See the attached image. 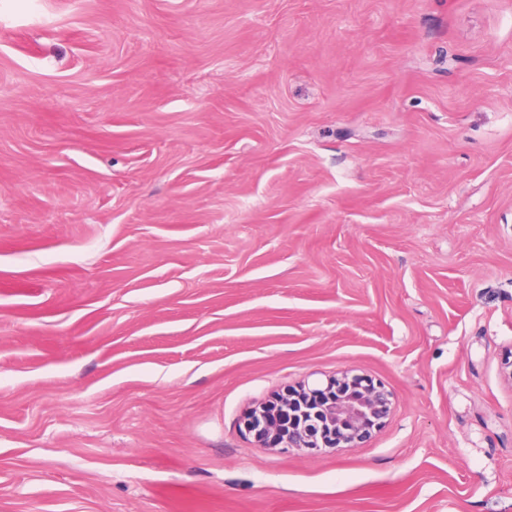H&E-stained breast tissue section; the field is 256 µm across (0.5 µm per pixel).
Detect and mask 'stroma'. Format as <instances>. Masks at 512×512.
<instances>
[{
	"instance_id": "35a3bbf8",
	"label": "stroma",
	"mask_w": 512,
	"mask_h": 512,
	"mask_svg": "<svg viewBox=\"0 0 512 512\" xmlns=\"http://www.w3.org/2000/svg\"><path fill=\"white\" fill-rule=\"evenodd\" d=\"M0 512H512V0H0ZM309 384L300 390L306 397L300 406L287 391L270 418L264 412L250 415L245 430L267 448L320 450L354 447L368 440L390 413L391 391L359 374Z\"/></svg>"
}]
</instances>
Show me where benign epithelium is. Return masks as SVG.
<instances>
[{
    "mask_svg": "<svg viewBox=\"0 0 512 512\" xmlns=\"http://www.w3.org/2000/svg\"><path fill=\"white\" fill-rule=\"evenodd\" d=\"M307 401L288 393L273 417L262 412L244 421L245 430L267 448L319 450L354 447L368 440L390 413L391 391L381 383L350 372L319 384H304Z\"/></svg>",
    "mask_w": 512,
    "mask_h": 512,
    "instance_id": "benign-epithelium-1",
    "label": "benign epithelium"
}]
</instances>
